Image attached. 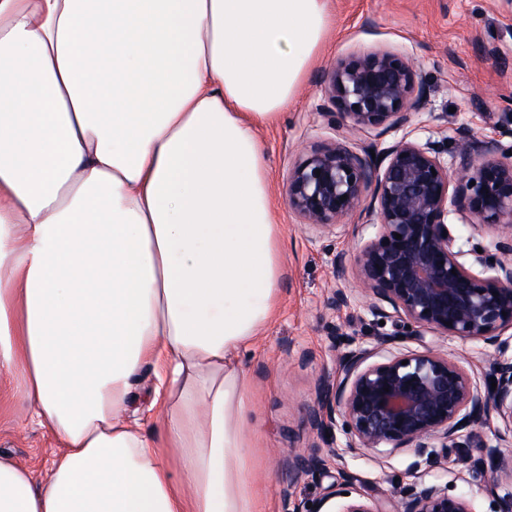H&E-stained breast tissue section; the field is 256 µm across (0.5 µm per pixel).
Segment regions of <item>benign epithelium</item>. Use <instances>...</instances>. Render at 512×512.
Here are the masks:
<instances>
[{"instance_id":"1","label":"benign epithelium","mask_w":512,"mask_h":512,"mask_svg":"<svg viewBox=\"0 0 512 512\" xmlns=\"http://www.w3.org/2000/svg\"><path fill=\"white\" fill-rule=\"evenodd\" d=\"M326 89L335 137L313 144L289 169L288 208L311 231L331 233L352 214L374 230L360 237L354 252L334 255L336 286L326 306L339 311L349 305V294L337 282L353 267L368 312L392 321L396 330L369 345L362 332L329 327L337 346L335 369L320 380L311 424L335 459L403 447L432 457L438 446L454 448L467 468L456 473L464 481L484 465L467 451L469 427L495 417L505 428L495 436L512 435V358L505 357L504 337L512 330V142H503L512 139V127L492 136L467 124L456 127L451 162L444 158L443 141H420L409 132L378 147L427 104L412 60L389 50L338 61L327 73ZM451 212L474 228L493 230L494 239L463 249L448 223ZM448 336L494 348L484 385L437 349L436 339ZM404 339L418 341L421 349L391 352ZM338 421L346 435L340 449L332 434ZM488 457L492 472L512 481V455L491 449ZM326 467L327 458L316 451L294 455L299 475ZM357 481L343 467L340 481L317 506L295 502L292 512H321L331 500L332 512H474L466 498L448 494L446 487L428 486L394 504L350 495Z\"/></svg>"}]
</instances>
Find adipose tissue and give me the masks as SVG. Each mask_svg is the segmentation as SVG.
Instances as JSON below:
<instances>
[{"instance_id":"obj_1","label":"adipose tissue","mask_w":512,"mask_h":512,"mask_svg":"<svg viewBox=\"0 0 512 512\" xmlns=\"http://www.w3.org/2000/svg\"><path fill=\"white\" fill-rule=\"evenodd\" d=\"M329 2L0 0V378L59 446L42 474L0 454V512H262L240 354L284 265L258 131ZM153 374L150 370L145 369L133 384V405L131 410L135 411L136 416L144 417L147 420L149 412L147 411L151 402L148 397L152 390Z\"/></svg>"}]
</instances>
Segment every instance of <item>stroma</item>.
<instances>
[{"mask_svg":"<svg viewBox=\"0 0 512 512\" xmlns=\"http://www.w3.org/2000/svg\"><path fill=\"white\" fill-rule=\"evenodd\" d=\"M331 26L320 56L288 110L260 131L270 170L272 202L284 229L281 309L261 338L241 355L253 397L249 426L260 439L258 479L267 489L266 512H288L291 501L318 499L340 466L359 479L360 491L387 498L409 496L431 485L470 499L476 512H497L486 475L459 480L456 454L432 460L398 449L374 457L329 461L326 473L297 476L289 455L316 443L309 411L321 374L332 372V324L366 316L354 273L342 288L348 308L332 311L326 298L334 283L331 260L356 240L304 229L286 201L288 171L299 152L333 137L321 114L328 106L323 77L337 61L376 49L413 58L416 82L429 94L427 109L412 115L414 136L427 138L433 114L445 113L442 136L467 124L486 134L512 125V0H331ZM56 450L44 429L24 426L17 402L0 392V453L44 471Z\"/></svg>","mask_w":512,"mask_h":512,"instance_id":"35a3bbf8","label":"stroma"}]
</instances>
